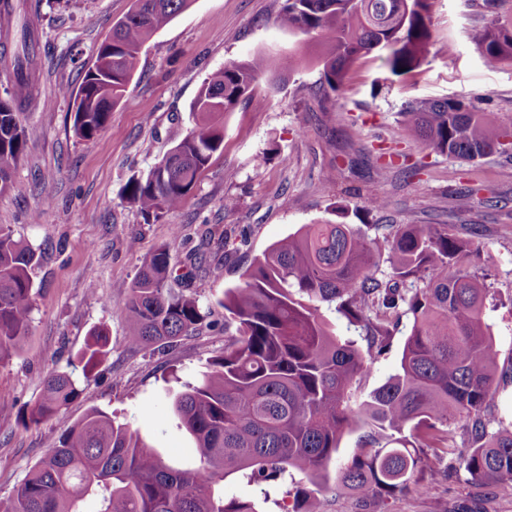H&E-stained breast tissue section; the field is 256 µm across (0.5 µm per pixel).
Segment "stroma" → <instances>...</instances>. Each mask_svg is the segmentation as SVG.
<instances>
[{
	"mask_svg": "<svg viewBox=\"0 0 512 512\" xmlns=\"http://www.w3.org/2000/svg\"><path fill=\"white\" fill-rule=\"evenodd\" d=\"M0 33V97L12 83L5 65L13 32L29 25L39 36L35 93L24 107L23 154L12 186L0 194V231L32 247L35 303L30 339L0 365V500L9 498L60 434L90 407L129 424L177 468L193 466L191 438L179 427L172 399L198 383L224 348L218 298L243 281L253 259L302 225L329 219L334 203L358 204L378 180L387 211L362 214L367 224H444L480 251L479 274L489 293L484 316L499 350L500 386L487 402L488 432L512 424V158L493 154L474 163L437 153L404 132L410 99L461 98L481 111L512 118V62L487 68L469 40L472 27L512 25V0L486 9L484 0H432V42L412 74L391 75L367 56L342 90H318L320 68L300 62L280 78L261 77L251 98L224 117V143L182 206L145 221L126 196L193 126L190 105L213 72L259 55L301 53L300 37L276 21L284 0H192L142 48L134 75L95 138L73 129L70 91L92 65L98 45L132 0H29ZM332 170L335 180L324 181ZM239 243L225 254V241ZM171 244L169 285L194 295L209 327L173 346L140 349L127 341L120 308L155 250ZM105 327L110 353L81 398L49 421L18 419L55 371L81 377L78 354L89 332ZM411 320L402 317L391 346L352 386L359 404L399 365ZM454 454L427 451L424 491L387 500L358 499L326 482V512H512V481L480 483L463 462L469 444L453 425ZM292 483L224 481L225 500L249 501L257 512H298Z\"/></svg>",
	"mask_w": 512,
	"mask_h": 512,
	"instance_id": "obj_1",
	"label": "stroma"
}]
</instances>
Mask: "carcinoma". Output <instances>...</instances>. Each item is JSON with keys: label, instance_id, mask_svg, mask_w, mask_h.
I'll return each instance as SVG.
<instances>
[{"label": "carcinoma", "instance_id": "obj_1", "mask_svg": "<svg viewBox=\"0 0 512 512\" xmlns=\"http://www.w3.org/2000/svg\"><path fill=\"white\" fill-rule=\"evenodd\" d=\"M192 0H133L113 26L74 94V130L90 140L108 124L128 85L144 43ZM431 0H285L277 17L290 32L318 41L320 85L338 92L360 58L376 53L394 76L419 67L431 43ZM483 63L512 61V26L489 23L471 31ZM38 39L26 24L15 35L10 97L0 100V193L25 146L20 110L32 94ZM293 59L267 56L233 62L202 84L191 104L195 124L127 196L145 220L178 209L224 141L220 119L248 99L265 74ZM408 135L432 150L464 161L512 155V119L478 112L463 99L405 103ZM359 210L389 206L376 183L359 193ZM336 220L305 224L272 245L224 291V329L236 333L212 357L199 383L175 396L174 413L192 437L196 467L170 466L138 434L106 412L90 409L64 431L28 472L0 512H255L249 502H224V478L244 473L265 483L297 472L302 512H325L324 480L344 433L365 428L357 452L339 469V483L361 498L389 497L417 483L424 449L450 450L449 427L471 436L464 452L471 479L512 480V428L488 433L487 400L499 386L498 350L483 318L489 288L476 271L478 249L437 224L362 229ZM382 233L371 238L367 231ZM171 247L160 246L144 265L121 307L133 347L172 344L192 336L206 315L196 298L168 287ZM34 250L0 233V365L29 340ZM387 264L386 278L377 277ZM336 310L366 341L336 334L321 305ZM412 316L397 372L370 400L351 403V388L385 353L391 325ZM109 354L106 330L96 327L79 354L90 381ZM42 397L23 426L38 425L83 394L69 372L43 380ZM312 488H307L304 483Z\"/></svg>", "mask_w": 512, "mask_h": 512}]
</instances>
